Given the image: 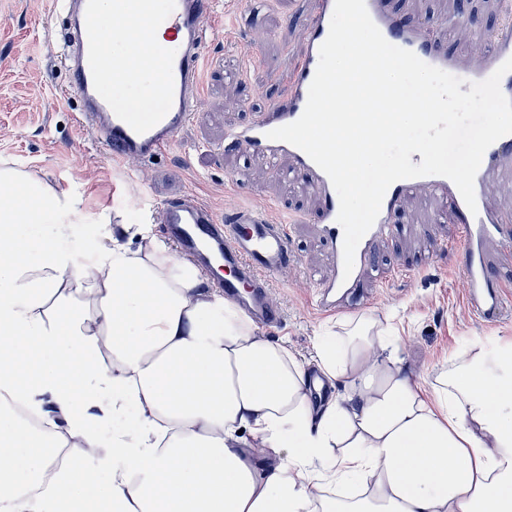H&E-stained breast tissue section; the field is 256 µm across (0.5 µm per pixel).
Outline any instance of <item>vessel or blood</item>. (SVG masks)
I'll use <instances>...</instances> for the list:
<instances>
[{
	"instance_id": "1",
	"label": "vessel or blood",
	"mask_w": 512,
	"mask_h": 512,
	"mask_svg": "<svg viewBox=\"0 0 512 512\" xmlns=\"http://www.w3.org/2000/svg\"><path fill=\"white\" fill-rule=\"evenodd\" d=\"M133 21L130 34L151 40L156 29L169 34L159 69L147 84L136 75L108 82L102 48V23L97 0H56L65 16L59 59L76 90L81 109L75 124L88 131L95 143L121 157L153 158L176 143L182 130L197 115L202 98V71L206 58V33L217 14L214 0H118ZM335 0H311L305 48L289 74L288 94L261 111L250 123L228 130L224 147L258 155L270 164L288 160L293 173L302 176L304 189L321 203L316 232L327 248L333 269L318 279L314 306L326 313L347 311L365 278L383 282L388 271L376 263L378 246L407 233L395 216L408 198H432L452 213L458 223V253L466 309L484 322L500 320L512 309V291L493 276L499 250L512 249V219L491 208L487 190L512 170V134L503 136L485 152L476 174V210H469L456 185L443 176H423L394 182L387 190L373 226L361 239L351 274L343 272V230L337 222L339 199L327 174L299 148L269 139V131L296 121L303 113L308 89L326 39ZM367 11L391 44L412 51L423 62L462 79V91L487 79L512 57V21L504 20L497 32L474 26L476 41L486 44L481 61L463 63L449 52L438 30L405 22L388 6V0H365ZM164 234L212 280L225 299L234 302L259 328L270 329L283 321L282 310L269 298L273 279L286 277L294 265L288 227L269 221L255 207H238L218 214L195 193L184 190L163 203Z\"/></svg>"
}]
</instances>
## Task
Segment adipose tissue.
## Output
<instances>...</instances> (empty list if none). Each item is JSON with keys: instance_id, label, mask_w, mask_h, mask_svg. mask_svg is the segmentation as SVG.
Here are the masks:
<instances>
[{"instance_id": "1", "label": "adipose tissue", "mask_w": 512, "mask_h": 512, "mask_svg": "<svg viewBox=\"0 0 512 512\" xmlns=\"http://www.w3.org/2000/svg\"><path fill=\"white\" fill-rule=\"evenodd\" d=\"M99 8L108 77L151 69L163 35L126 40L116 0ZM111 222L0 162V512H512L511 348L467 344L423 379L362 316L317 337L344 388L317 403L288 346L148 225L85 262L77 229Z\"/></svg>"}]
</instances>
